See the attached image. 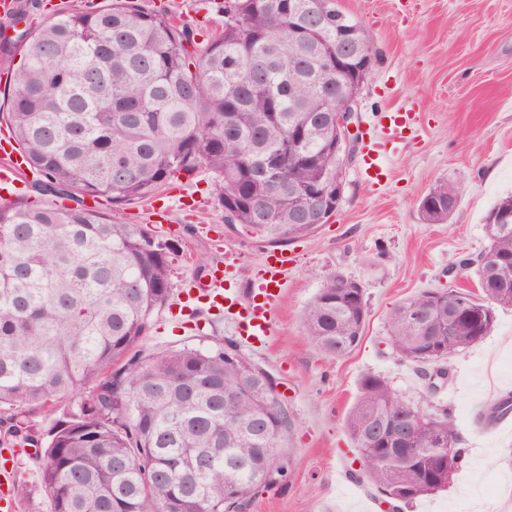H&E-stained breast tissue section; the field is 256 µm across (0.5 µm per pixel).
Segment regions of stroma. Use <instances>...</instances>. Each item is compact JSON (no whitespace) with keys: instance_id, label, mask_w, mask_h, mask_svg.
<instances>
[{"instance_id":"obj_1","label":"stroma","mask_w":512,"mask_h":512,"mask_svg":"<svg viewBox=\"0 0 512 512\" xmlns=\"http://www.w3.org/2000/svg\"><path fill=\"white\" fill-rule=\"evenodd\" d=\"M213 32L224 19L210 0H140ZM363 27L374 58L360 94V129L374 126L387 109L416 113L417 123L384 156L386 176L365 177L360 159L344 174V195L328 224L296 239L284 275L274 332L249 343L238 313L191 303L202 331L187 333L168 310L154 317L144 349L208 347L235 340L239 350L274 376L293 426L288 433V477L259 492L248 512H365L376 498L368 484L353 487L340 470L351 467L354 443L346 417L363 374L385 377L419 410L447 414L466 453L446 490L400 505L398 512H512V425L498 429L475 417L492 396L512 392V307L496 309L488 336L450 354L452 378L439 390L417 364L398 355L387 335V316L404 299L430 289L477 291L474 268L461 266L488 246L485 218L512 191V0H338ZM459 187L448 223L429 224L422 197L439 181ZM201 174L180 184V198L153 210L151 200L121 206L123 221L146 225L159 240L177 245L169 301L186 299L196 281L225 268L242 289L259 282L268 246L235 234ZM360 282L368 315L359 345L348 355L325 354L305 334L303 313L326 272ZM40 463L15 457L17 512H48L39 482Z\"/></svg>"}]
</instances>
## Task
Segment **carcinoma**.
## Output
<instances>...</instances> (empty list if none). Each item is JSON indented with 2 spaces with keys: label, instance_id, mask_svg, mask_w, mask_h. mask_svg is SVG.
Masks as SVG:
<instances>
[{
  "label": "carcinoma",
  "instance_id": "1",
  "mask_svg": "<svg viewBox=\"0 0 512 512\" xmlns=\"http://www.w3.org/2000/svg\"><path fill=\"white\" fill-rule=\"evenodd\" d=\"M216 5L224 27L200 42L189 23L137 0L61 8L0 41L1 56L20 57L5 123L35 175L30 186L45 184L0 202V448L44 449L50 512H241L288 476L292 423L276 379L231 341L140 349L168 302L177 246L85 202L130 204L206 171L232 232L283 246L320 228L288 212L297 192L320 189L340 168L327 116L336 95L353 91L370 42L362 37L340 68L328 60L351 33L309 19L336 0ZM458 197L456 184L440 182L420 200L422 218L448 221ZM486 228L484 253L506 268L476 265L491 296L471 292L470 301L512 306V193ZM342 281L326 274L304 313L307 336L336 358L358 346L366 322V301L348 298ZM428 301L448 327V301L429 290L397 305L387 331L401 357L433 368L477 343L478 331L461 319L443 350H429L404 316ZM73 396L77 407L44 429L24 418ZM410 409L367 373L346 420L356 478L405 504L447 488L458 468L419 446L456 435L448 417L423 412L412 438L391 433ZM374 421L386 426L383 448L365 440Z\"/></svg>",
  "mask_w": 512,
  "mask_h": 512
}]
</instances>
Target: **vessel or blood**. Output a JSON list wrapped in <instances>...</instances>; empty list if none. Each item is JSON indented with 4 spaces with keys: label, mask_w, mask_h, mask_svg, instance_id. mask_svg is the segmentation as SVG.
<instances>
[{
    "label": "vessel or blood",
    "mask_w": 512,
    "mask_h": 512,
    "mask_svg": "<svg viewBox=\"0 0 512 512\" xmlns=\"http://www.w3.org/2000/svg\"><path fill=\"white\" fill-rule=\"evenodd\" d=\"M415 123L409 112L388 110L381 113L379 125L372 131L370 144L363 155V170L367 177L380 179L384 174L382 158L388 145L400 139L405 129ZM26 165L8 135L0 134V200L17 197L24 189ZM291 261L287 251L271 252L261 275V282L254 290L245 309L244 332L247 336L261 340L271 335L273 329L272 312L282 293V281ZM198 296L211 299L213 306L232 310L239 300L232 288L224 287L221 276L215 275L209 281L196 285ZM14 476L6 466H0V512H16Z\"/></svg>",
    "instance_id": "vessel-or-blood-1"
}]
</instances>
